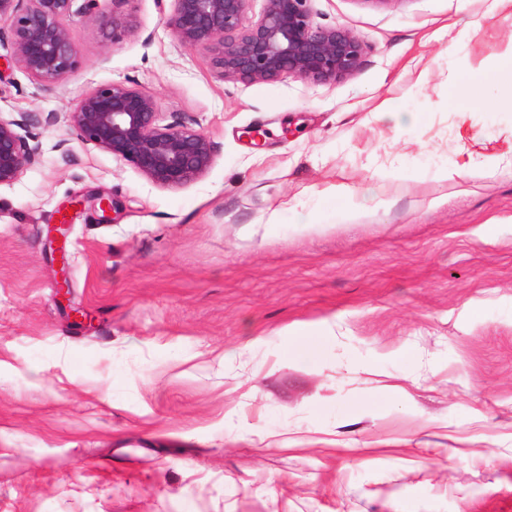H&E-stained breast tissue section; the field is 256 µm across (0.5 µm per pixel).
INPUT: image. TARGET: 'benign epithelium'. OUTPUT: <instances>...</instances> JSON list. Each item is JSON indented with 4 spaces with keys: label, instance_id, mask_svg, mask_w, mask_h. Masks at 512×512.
I'll return each instance as SVG.
<instances>
[{
    "label": "benign epithelium",
    "instance_id": "obj_1",
    "mask_svg": "<svg viewBox=\"0 0 512 512\" xmlns=\"http://www.w3.org/2000/svg\"><path fill=\"white\" fill-rule=\"evenodd\" d=\"M75 0H0V23L9 30L16 61L36 81L52 86L73 68L76 47L67 20ZM96 0L83 11L118 40L133 31L132 20L105 19ZM163 22L175 41L209 55L224 81L276 82L289 76L334 85L358 69L363 43L352 32L314 19L311 0H263L258 18L242 24L251 0H172ZM29 117L0 118V185L14 181L35 162L38 147L19 133ZM67 126L84 145L126 162L159 187H180L212 167L217 144L183 123L161 121L158 100L133 85L105 84L88 90L67 112ZM69 224L52 228L54 256L67 298L66 241Z\"/></svg>",
    "mask_w": 512,
    "mask_h": 512
}]
</instances>
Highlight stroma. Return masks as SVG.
<instances>
[{
	"label": "stroma",
	"instance_id": "35a3bbf8",
	"mask_svg": "<svg viewBox=\"0 0 512 512\" xmlns=\"http://www.w3.org/2000/svg\"><path fill=\"white\" fill-rule=\"evenodd\" d=\"M96 6L135 32L73 13L52 86L0 37V117L41 118L39 162L0 185V512H512V171L437 177L462 127L512 140L511 118L448 102L512 23L487 0H311L363 41L355 74L246 84L172 38L171 0ZM110 83L216 142L208 173L159 187L72 138L64 112ZM389 98L423 126L374 119ZM339 187L394 205L294 223ZM68 206L64 304L48 230ZM83 11L88 17L97 24L103 31L112 29V40H118L125 34L133 31V23L131 19L113 16L112 19H105L99 16L95 10V2L97 0H83Z\"/></svg>",
	"mask_w": 512,
	"mask_h": 512
}]
</instances>
